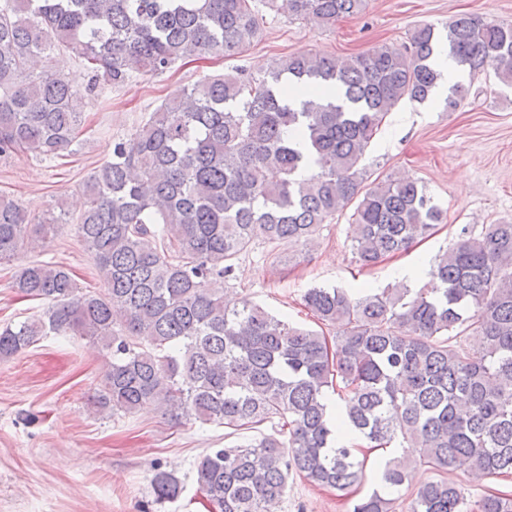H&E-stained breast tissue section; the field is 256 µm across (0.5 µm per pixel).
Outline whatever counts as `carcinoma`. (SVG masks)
I'll return each instance as SVG.
<instances>
[{"instance_id": "carcinoma-1", "label": "carcinoma", "mask_w": 512, "mask_h": 512, "mask_svg": "<svg viewBox=\"0 0 512 512\" xmlns=\"http://www.w3.org/2000/svg\"><path fill=\"white\" fill-rule=\"evenodd\" d=\"M316 26L361 12L365 0H0V156L55 157L73 142L85 99L178 61L233 56L261 34L255 2ZM471 76L491 72L512 88V24L459 14L439 30L417 25L409 44L374 46L344 60L288 56L267 75L244 69L206 77L164 100L85 183L77 235L103 288H79L63 266L30 263L21 293L43 315L0 328V360L43 336H78L107 351L93 395L100 414L145 404L179 423L234 431L277 421V435L201 456L193 476L218 512H272L297 474L345 492L364 462L336 447L348 426L369 448H415L441 473L471 461L476 479L512 475V222L476 237L461 227L422 288L380 292L311 288L304 307L340 322L329 340L224 294L234 261L258 241L311 246L350 204L352 248L363 268L410 250L443 214L412 177L365 183L362 161L386 115L422 104L438 85L441 44ZM63 49L89 75L46 69L23 79L31 58ZM469 88H450L456 111ZM312 172L300 192L295 174ZM0 194V261L57 234ZM334 392L337 420L328 413ZM409 458L381 469V486L352 512H393ZM160 502L183 481L157 471ZM478 512H512L490 491ZM411 512H468L464 489L419 485Z\"/></svg>"}]
</instances>
